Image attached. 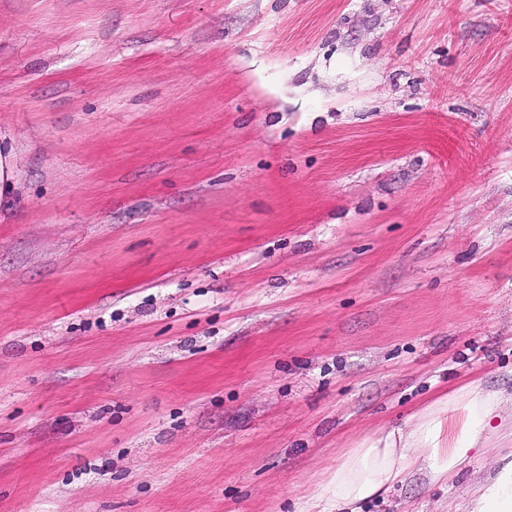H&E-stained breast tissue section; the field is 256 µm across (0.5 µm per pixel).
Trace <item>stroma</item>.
I'll return each mask as SVG.
<instances>
[{
	"instance_id": "obj_1",
	"label": "stroma",
	"mask_w": 512,
	"mask_h": 512,
	"mask_svg": "<svg viewBox=\"0 0 512 512\" xmlns=\"http://www.w3.org/2000/svg\"><path fill=\"white\" fill-rule=\"evenodd\" d=\"M0 134V512H304L512 392V0H0ZM18 173L16 155L10 150L5 151L0 140V209L12 208L22 199L12 194Z\"/></svg>"
}]
</instances>
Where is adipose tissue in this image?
<instances>
[{
  "label": "adipose tissue",
  "mask_w": 512,
  "mask_h": 512,
  "mask_svg": "<svg viewBox=\"0 0 512 512\" xmlns=\"http://www.w3.org/2000/svg\"><path fill=\"white\" fill-rule=\"evenodd\" d=\"M506 402L501 392L472 380L429 403L410 428L363 437L328 469L323 492L310 497L307 512H359L361 504L387 500L419 473L448 484L472 464L487 433L505 452L465 512H512V411Z\"/></svg>",
  "instance_id": "ef3b65f1"
}]
</instances>
